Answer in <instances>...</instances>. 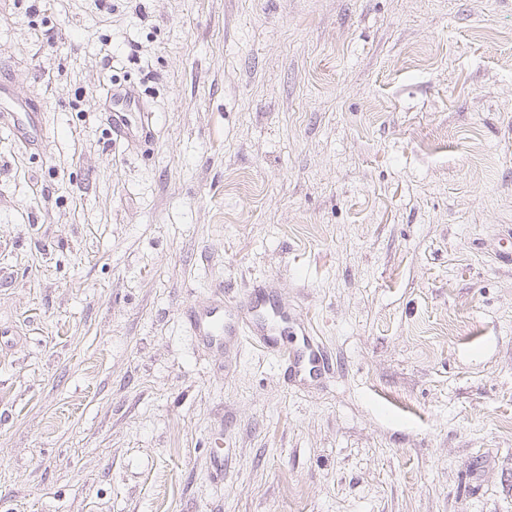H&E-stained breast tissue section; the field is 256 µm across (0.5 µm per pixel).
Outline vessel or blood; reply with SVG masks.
<instances>
[{
    "mask_svg": "<svg viewBox=\"0 0 512 512\" xmlns=\"http://www.w3.org/2000/svg\"><path fill=\"white\" fill-rule=\"evenodd\" d=\"M132 94H113L112 132L117 137L131 136L132 124L127 116ZM235 318H227L223 299H215L207 308L191 310L185 315L186 322L195 336L209 346L221 348L225 337L247 338L260 347L275 350L289 374L303 370H315L323 358L321 347L311 337L310 324L303 317L288 314L270 292L262 288L251 289L234 304ZM295 322L302 336L301 348L280 345L279 338L288 322Z\"/></svg>",
    "mask_w": 512,
    "mask_h": 512,
    "instance_id": "obj_1",
    "label": "vessel or blood"
}]
</instances>
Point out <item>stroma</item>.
<instances>
[{
    "instance_id": "35a3bbf8",
    "label": "stroma",
    "mask_w": 512,
    "mask_h": 512,
    "mask_svg": "<svg viewBox=\"0 0 512 512\" xmlns=\"http://www.w3.org/2000/svg\"><path fill=\"white\" fill-rule=\"evenodd\" d=\"M0 83V512H512V0H0ZM257 279L320 375L188 332ZM131 103H135L137 112H147L141 107L139 101L131 92H126L124 96L117 92L112 94V134H115L117 137L124 138L132 136L133 128L131 121L123 114L129 112Z\"/></svg>"
}]
</instances>
